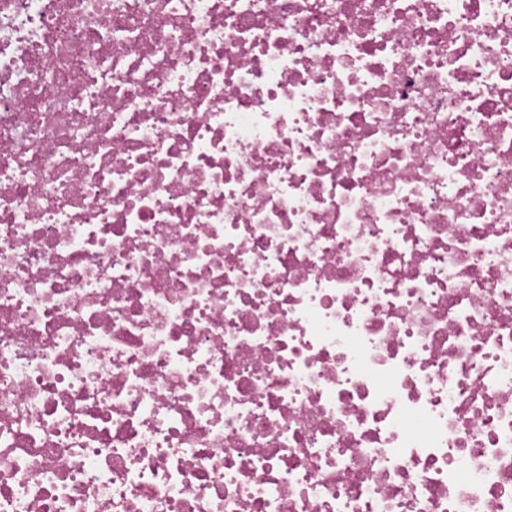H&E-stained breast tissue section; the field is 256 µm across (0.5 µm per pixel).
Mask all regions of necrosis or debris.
<instances>
[{
	"mask_svg": "<svg viewBox=\"0 0 512 512\" xmlns=\"http://www.w3.org/2000/svg\"><path fill=\"white\" fill-rule=\"evenodd\" d=\"M0 512H512V0H0Z\"/></svg>",
	"mask_w": 512,
	"mask_h": 512,
	"instance_id": "4bbe7bcc",
	"label": "necrosis or debris"
}]
</instances>
